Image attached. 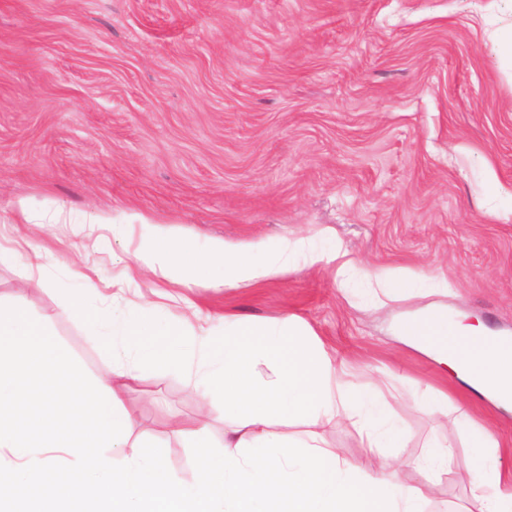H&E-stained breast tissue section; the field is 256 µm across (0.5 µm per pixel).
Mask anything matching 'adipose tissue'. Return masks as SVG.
<instances>
[{"label":"adipose tissue","mask_w":512,"mask_h":512,"mask_svg":"<svg viewBox=\"0 0 512 512\" xmlns=\"http://www.w3.org/2000/svg\"><path fill=\"white\" fill-rule=\"evenodd\" d=\"M140 243L126 278L152 276L171 288H246L283 279L322 263L325 254L309 236L281 241L274 249L218 243L204 255H190L177 239L156 241L158 229L140 219ZM46 253L37 243L26 255L0 246V266L19 267L21 288L0 299V512H31L48 494L41 477L61 455L83 472V501L94 503L111 488L103 512H424L427 491L439 472L450 470V446L439 445L423 459L399 469L380 465L359 470L325 447L317 429L345 418L356 425L371 454L405 447L410 432L387 401L381 386L351 381L346 366L323 348L314 332L296 318L263 324L242 319L224 323L223 335L184 322L171 323L157 303L138 305L135 314L117 315L98 304L99 286L81 275L69 309L86 322L109 349L108 374L87 378L97 397L96 414L108 431L97 452L60 442L55 431L62 414L78 408L79 390L45 387L49 376L79 371L78 362L56 339L52 326L24 303L28 289L46 287ZM411 345L443 358L477 392L512 391V352L494 349L480 324L449 319L439 305L405 322ZM464 353L449 355V342ZM162 376L180 371L202 399L224 404L223 475L219 489L170 472L159 453L133 447L137 424L124 404L144 371ZM302 422L305 437L274 431L277 423ZM478 450L469 493L475 512H512V474L503 475L495 430L472 429Z\"/></svg>","instance_id":"obj_1"}]
</instances>
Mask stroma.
Returning <instances> with one entry per match:
<instances>
[{
	"instance_id": "stroma-1",
	"label": "stroma",
	"mask_w": 512,
	"mask_h": 512,
	"mask_svg": "<svg viewBox=\"0 0 512 512\" xmlns=\"http://www.w3.org/2000/svg\"><path fill=\"white\" fill-rule=\"evenodd\" d=\"M59 209L70 223L41 236ZM85 212L146 217L200 255L301 232L346 252L352 276L331 262L189 297L218 329L297 316L352 380L389 384L411 439L384 464L453 448L427 512L469 504L467 420L497 429L512 468V410L399 337L431 297L390 300L359 276L424 270L447 281L452 317L512 335V0H0V245L42 240L50 286L25 303L97 375L109 353L65 305L78 274L99 273L117 311L151 293L122 282L131 246H96ZM433 388L447 416L429 413ZM199 401L177 372L144 373L126 400L184 479L201 451L165 421L196 418ZM320 434L372 466L350 421Z\"/></svg>"
}]
</instances>
